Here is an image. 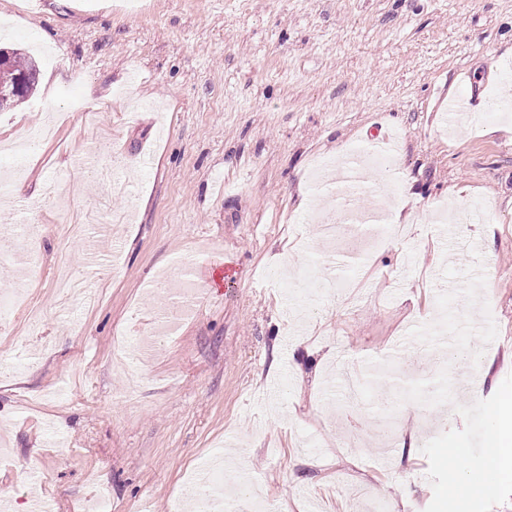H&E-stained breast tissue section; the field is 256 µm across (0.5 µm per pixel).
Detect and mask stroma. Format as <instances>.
<instances>
[{
  "mask_svg": "<svg viewBox=\"0 0 512 512\" xmlns=\"http://www.w3.org/2000/svg\"><path fill=\"white\" fill-rule=\"evenodd\" d=\"M0 46L38 65L0 141L54 126L0 208L38 253L0 290L42 310L0 320V503L170 512L220 448L279 512H365L379 484L425 512L422 446L512 374V0H0ZM465 74L488 105L458 129ZM375 129L414 181L409 235L346 222L319 252L342 199L302 205L312 163ZM90 157L124 194L71 180ZM177 260L203 297L169 300L177 330L139 358ZM411 356L449 365L454 404L386 415ZM363 359L347 401L333 371Z\"/></svg>",
  "mask_w": 512,
  "mask_h": 512,
  "instance_id": "obj_1",
  "label": "stroma"
}]
</instances>
